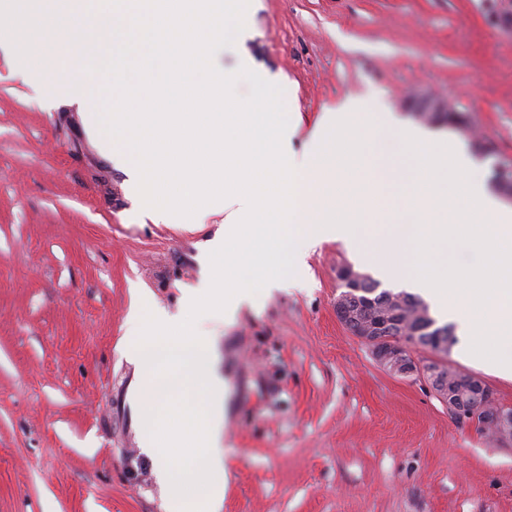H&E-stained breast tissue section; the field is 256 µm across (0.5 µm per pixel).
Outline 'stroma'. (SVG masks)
Masks as SVG:
<instances>
[{
  "mask_svg": "<svg viewBox=\"0 0 512 512\" xmlns=\"http://www.w3.org/2000/svg\"><path fill=\"white\" fill-rule=\"evenodd\" d=\"M505 0H256L242 48L295 87L308 144L347 97L416 122L431 95L512 168V29ZM30 62L0 37V512H164L138 445L125 320L143 293L169 312L200 277V229L131 222L116 167L67 98L39 107ZM308 285L221 330L231 386L223 512H512V445L480 436L419 380L392 375L336 318L340 240L310 251ZM454 368L512 405V380L457 341Z\"/></svg>",
  "mask_w": 512,
  "mask_h": 512,
  "instance_id": "obj_1",
  "label": "stroma"
}]
</instances>
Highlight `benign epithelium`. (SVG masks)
Listing matches in <instances>:
<instances>
[{"label": "benign epithelium", "mask_w": 512, "mask_h": 512, "mask_svg": "<svg viewBox=\"0 0 512 512\" xmlns=\"http://www.w3.org/2000/svg\"><path fill=\"white\" fill-rule=\"evenodd\" d=\"M336 279L344 288L336 299V316L351 335L369 347L380 367L394 375L423 380L450 413L464 415L472 409L483 413L497 439L503 444L512 442L511 405L500 403L493 390L471 373H462L457 385L448 388L451 371L447 362L438 358L425 363L416 360L410 352V342L399 336L400 324L394 313L359 317L351 310L349 301L363 292L359 274L341 265L336 268Z\"/></svg>", "instance_id": "obj_1"}]
</instances>
